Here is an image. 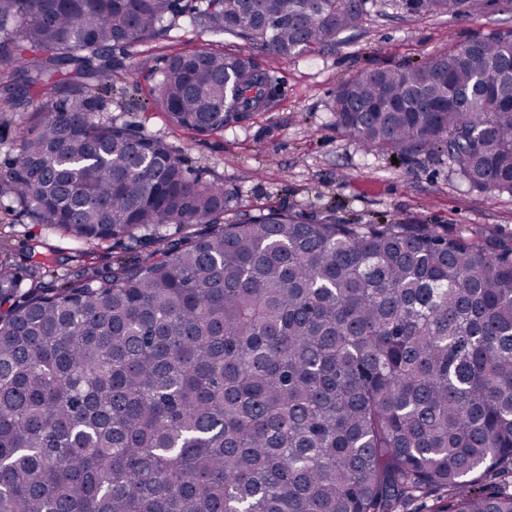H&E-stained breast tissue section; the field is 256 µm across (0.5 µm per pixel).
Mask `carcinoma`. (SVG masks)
Instances as JSON below:
<instances>
[{
	"label": "carcinoma",
	"mask_w": 512,
	"mask_h": 512,
	"mask_svg": "<svg viewBox=\"0 0 512 512\" xmlns=\"http://www.w3.org/2000/svg\"><path fill=\"white\" fill-rule=\"evenodd\" d=\"M369 3L0 0V112L35 105L0 196L80 258L159 242L60 284L0 260V512H512L511 241L331 209L230 222L223 183L103 113L112 67L181 18L290 60ZM271 99L267 69L212 47L168 57L153 95L194 135ZM330 110L367 149L512 195V32L367 71ZM489 473L505 488L464 492ZM128 242L125 241H108L94 248L92 253L83 258L88 264L95 266H105L112 261V257L125 254Z\"/></svg>",
	"instance_id": "1"
}]
</instances>
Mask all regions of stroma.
I'll return each mask as SVG.
<instances>
[{
    "mask_svg": "<svg viewBox=\"0 0 512 512\" xmlns=\"http://www.w3.org/2000/svg\"><path fill=\"white\" fill-rule=\"evenodd\" d=\"M509 31L512 0H497L474 19L414 12L405 0H373L358 28L287 61L261 45L224 35L220 43L225 50L249 57L270 72L277 94L268 108L247 120L193 136L171 126L165 113L152 105L166 58L212 40L181 25L167 39L130 48L134 69L113 73L104 111L164 138L194 173L222 181L232 219L269 207L303 216L331 208L337 221L345 223L401 218L437 224L452 233L473 228L512 239V195L471 188L444 159H395L365 150L337 129L329 109L337 87L368 70L417 64L449 45ZM20 210L17 202L0 198V258L22 264L34 249L48 264L50 278L75 275L77 244L61 233L45 234Z\"/></svg>",
    "mask_w": 512,
    "mask_h": 512,
    "instance_id": "1",
    "label": "stroma"
}]
</instances>
